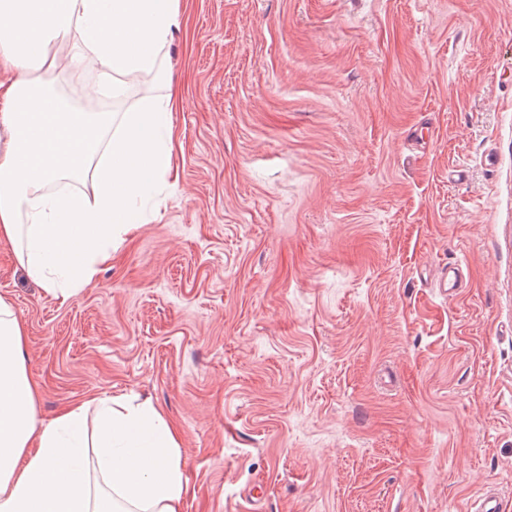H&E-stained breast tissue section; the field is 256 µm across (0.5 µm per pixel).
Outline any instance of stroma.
Segmentation results:
<instances>
[{
    "instance_id": "1",
    "label": "stroma",
    "mask_w": 512,
    "mask_h": 512,
    "mask_svg": "<svg viewBox=\"0 0 512 512\" xmlns=\"http://www.w3.org/2000/svg\"><path fill=\"white\" fill-rule=\"evenodd\" d=\"M180 10L145 223L65 302L0 242L37 421L151 400L184 512H512V0Z\"/></svg>"
}]
</instances>
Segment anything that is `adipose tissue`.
<instances>
[{
	"label": "adipose tissue",
	"instance_id": "1",
	"mask_svg": "<svg viewBox=\"0 0 512 512\" xmlns=\"http://www.w3.org/2000/svg\"><path fill=\"white\" fill-rule=\"evenodd\" d=\"M180 0H0V241L28 276L69 299L135 230L173 171V93L130 112H75L47 94L60 63L93 62L91 94L160 74ZM91 178L92 195L60 190ZM175 426L151 401L94 398L37 426L25 329L0 296V512H183Z\"/></svg>",
	"mask_w": 512,
	"mask_h": 512
}]
</instances>
